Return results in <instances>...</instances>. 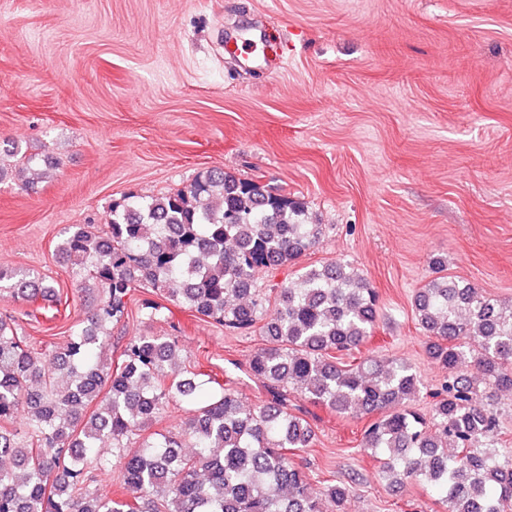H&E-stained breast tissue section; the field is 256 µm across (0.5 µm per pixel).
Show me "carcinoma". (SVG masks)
I'll list each match as a JSON object with an SVG mask.
<instances>
[{
    "label": "carcinoma",
    "mask_w": 512,
    "mask_h": 512,
    "mask_svg": "<svg viewBox=\"0 0 512 512\" xmlns=\"http://www.w3.org/2000/svg\"><path fill=\"white\" fill-rule=\"evenodd\" d=\"M45 166L54 163L28 157L15 178L26 188ZM321 233L302 201L221 169L175 192L123 198L102 231L71 225L58 251L101 292L52 366L15 319L0 317V512H342L353 486L332 480L315 495L294 459L314 432L288 408L292 393L345 417L375 415L361 445L390 483L436 488L445 512H512V450L500 448L498 413L500 393L512 391V300L448 278V260L431 258L438 276L418 290L414 311L424 355L446 377L423 415L410 365L361 354L379 305L364 275L332 261L303 268L272 300L258 288L260 273L296 263ZM136 287L259 334L245 370L269 399L246 407L233 386L213 388L211 374L182 368L165 336L130 337L113 363L105 343ZM0 295L61 315L59 290L38 274L0 267ZM271 301L277 313L266 320ZM173 401L188 411L181 431L149 432ZM21 407L22 439L13 427ZM133 435L142 441L131 451ZM103 440L111 460L99 456ZM114 465L119 495L92 493L90 467Z\"/></svg>",
    "instance_id": "obj_1"
}]
</instances>
